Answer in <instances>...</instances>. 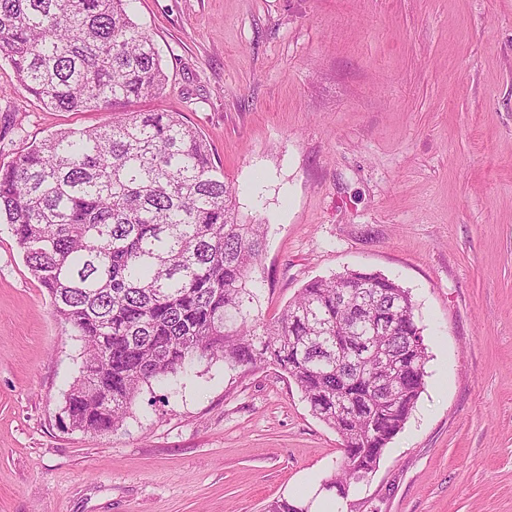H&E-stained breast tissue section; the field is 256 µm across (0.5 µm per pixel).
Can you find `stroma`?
I'll list each match as a JSON object with an SVG mask.
<instances>
[{"label":"stroma","instance_id":"1","mask_svg":"<svg viewBox=\"0 0 512 512\" xmlns=\"http://www.w3.org/2000/svg\"><path fill=\"white\" fill-rule=\"evenodd\" d=\"M177 112L268 225L262 315L309 281L412 295L425 387L353 512H512V0H133ZM107 112L45 108L0 56V164ZM83 343L0 224V512H265L334 470L274 365L198 363L109 434L73 429Z\"/></svg>","mask_w":512,"mask_h":512}]
</instances>
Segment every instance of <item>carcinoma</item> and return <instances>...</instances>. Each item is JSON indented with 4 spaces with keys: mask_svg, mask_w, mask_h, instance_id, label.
<instances>
[{
    "mask_svg": "<svg viewBox=\"0 0 512 512\" xmlns=\"http://www.w3.org/2000/svg\"><path fill=\"white\" fill-rule=\"evenodd\" d=\"M132 0H0V50L39 102L107 111L0 165L11 226L56 316L84 342L65 413L73 428L122 425L143 386L224 361L273 364L341 439L329 485L346 499L402 431L425 384L427 347L409 290L347 270L259 317L267 225L238 218L236 188L176 112H123L162 93L155 44Z\"/></svg>",
    "mask_w": 512,
    "mask_h": 512,
    "instance_id": "1",
    "label": "carcinoma"
}]
</instances>
